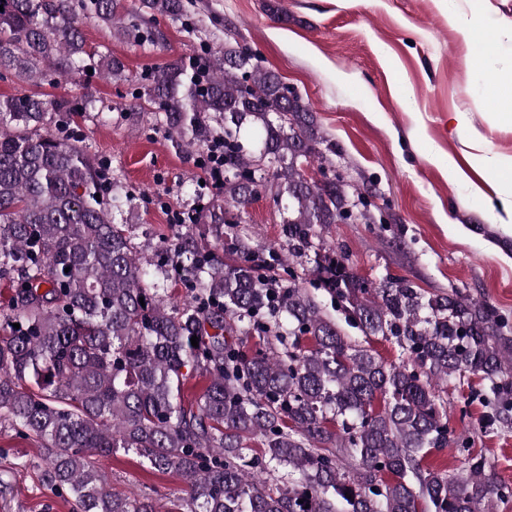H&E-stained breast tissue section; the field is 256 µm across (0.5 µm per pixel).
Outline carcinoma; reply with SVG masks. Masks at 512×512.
<instances>
[{
	"instance_id": "obj_1",
	"label": "carcinoma",
	"mask_w": 512,
	"mask_h": 512,
	"mask_svg": "<svg viewBox=\"0 0 512 512\" xmlns=\"http://www.w3.org/2000/svg\"><path fill=\"white\" fill-rule=\"evenodd\" d=\"M195 8L5 0L0 71L58 83L94 67L78 19L141 45L162 39L149 18L191 30ZM138 97L176 146L224 142V205L243 208L266 189L287 197V277L268 273L226 211L210 212L206 231L188 211V231L137 243L119 219L123 184L67 135L77 110L94 124L110 117L87 98L0 99V282L12 290L0 307V425L43 448L28 463L43 489L71 512H157L148 497L106 490L96 456L123 451L180 478L167 512H488L512 501V483L455 438L438 394L479 378L489 422L509 431L512 330L458 289L369 281L344 252L320 254L321 231L373 223L371 203L336 172V143L294 88L226 36L145 75ZM312 161L319 179L303 170ZM208 231L231 240L230 258ZM311 255V275L348 321L396 344L403 361L342 333L293 267ZM172 280L186 289L181 303L168 299ZM196 379L206 385L190 397ZM451 445L464 469L426 464Z\"/></svg>"
}]
</instances>
